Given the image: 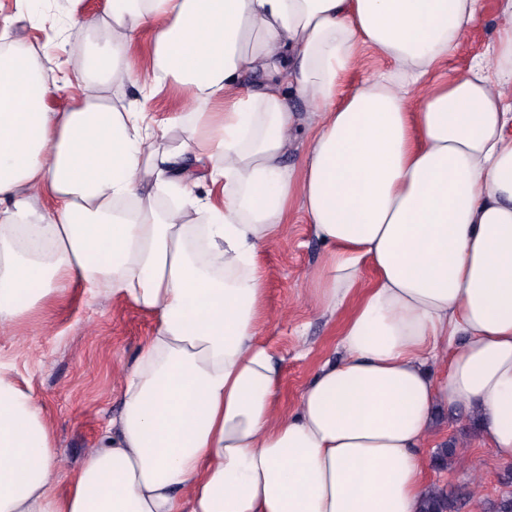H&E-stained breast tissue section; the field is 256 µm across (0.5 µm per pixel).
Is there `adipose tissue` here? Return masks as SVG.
<instances>
[{
  "instance_id": "obj_1",
  "label": "adipose tissue",
  "mask_w": 512,
  "mask_h": 512,
  "mask_svg": "<svg viewBox=\"0 0 512 512\" xmlns=\"http://www.w3.org/2000/svg\"><path fill=\"white\" fill-rule=\"evenodd\" d=\"M107 2L86 25L109 45L86 54L69 110L48 107L34 50H0V329L65 283L155 327L63 492L51 425L0 363V512H419L444 407L477 414L512 463V0L461 75L443 68L482 0ZM147 26L139 71L123 55ZM363 45L395 69L353 87ZM170 83L187 150L101 94ZM203 178L223 206L199 197ZM295 205L329 248L312 300L340 315L341 355L286 408L257 257Z\"/></svg>"
}]
</instances>
